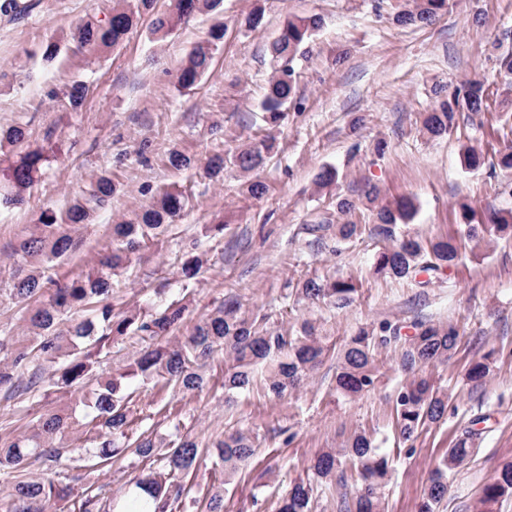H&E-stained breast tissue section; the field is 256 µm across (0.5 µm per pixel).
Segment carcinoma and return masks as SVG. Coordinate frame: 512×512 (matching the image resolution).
<instances>
[{
    "instance_id": "1",
    "label": "carcinoma",
    "mask_w": 512,
    "mask_h": 512,
    "mask_svg": "<svg viewBox=\"0 0 512 512\" xmlns=\"http://www.w3.org/2000/svg\"><path fill=\"white\" fill-rule=\"evenodd\" d=\"M103 19L74 25L70 40L77 50L116 47L125 40L139 20L154 16L152 32L168 35L198 12L216 9L221 0H170L165 11H156V0H118ZM449 0H407L396 8L392 21L399 26L431 25L448 12ZM321 18L310 15L291 19L270 43L268 89L262 102L264 121L278 125L285 117L288 104L296 100V64L303 55ZM224 38V30L213 29L196 44L177 72V86L191 91L197 87L212 64V50ZM86 87L75 82L66 93V105L78 108ZM488 94L482 80L462 82L451 96H438L431 111L425 113L422 131L430 138H442L455 131L460 117L474 123L488 110ZM275 149V139L251 142L224 157L219 151L206 162L210 176L220 178L226 164L242 172L263 166ZM466 168L477 170L484 164L482 154L473 146L462 152ZM49 162L41 149L27 151L12 168L13 189L0 192L1 205L23 202L22 192L32 186L38 172ZM115 192L108 176L100 177L90 189L75 198L60 212L43 211L38 224L14 248L16 269L12 274V300L25 304L41 299L29 318L31 336L24 343L17 339H0V351L9 361L0 362V389L16 392L19 376L28 374L22 393L34 399L45 383L60 389L78 384L88 387L79 403L89 410L84 427L93 448L84 449L86 467L108 471L114 461L131 453L140 463V474L127 488L144 493L133 509L136 512H177L190 489L186 481L200 465L209 460L214 473L224 475L249 462L256 452L253 438L240 430L226 431L214 437L204 448L190 433L177 434L164 441L143 437L126 444L132 422L131 394L126 379L141 376L153 383L157 393L194 392L206 384L205 368L219 353H224V395H233L253 381L258 364L265 367V394L282 398L320 366L331 347L319 325L304 320L293 330L267 327L257 319L241 313L235 299L216 307L207 318L184 336L174 332L183 320L184 308L170 304L146 317L115 311L112 306V276L125 269L131 256L159 241L167 228L180 216L187 196L182 191L162 189L153 202L143 209L137 223L113 225L116 245L100 258L96 270L72 278L53 280L42 275L37 264L51 263L73 252L78 245L71 231L86 224L91 214L103 208ZM364 198L375 205L376 222L357 224L349 219L356 210L354 200L336 197V210L343 222L336 225V239L348 241L364 233L382 243L376 254V273L394 279L410 278L418 271L439 278L460 260L466 243L472 240L494 241L512 237V210H491L473 223L474 209L460 204L465 221L463 239L424 240L417 235L397 234V228L413 217L416 206L408 197L391 201L381 198L374 184L363 189ZM356 286L352 279L328 277L296 283L295 295L303 299H324L339 307L350 304ZM88 308L93 317L72 323L66 335L56 334L63 316L73 310ZM414 334L404 340L400 327L387 320L367 328L361 327L344 344L336 367V391L355 397L370 391L377 380L376 352L391 344H401V367L412 373L393 398V411L400 438L415 439L420 428L438 422L445 415L448 396L424 375L426 368L448 362L456 350L460 334L451 322L433 323L418 319ZM132 336L143 343L130 371L107 379L94 380V372L112 353L119 339ZM72 427L69 417L47 411L39 416L27 432L17 434L0 428V474L12 483L7 501L0 502L3 512H56L64 503L68 512H117L121 501L106 494L104 486L88 487L80 493L69 484L52 478L28 481L26 468L33 462H58L74 448H61L62 440ZM473 434L463 433L439 461L424 491L420 512H435L447 493V472L464 464L473 454ZM348 464L360 480L355 496L340 502L343 512H381V487L388 474V459L372 447L370 437L356 432L339 448L324 450L311 465L316 481L327 484L344 480L343 465ZM512 494V461L502 465L497 477L482 492L476 512H496L500 499ZM314 485L311 481L294 482L281 498L277 512H311Z\"/></svg>"
}]
</instances>
